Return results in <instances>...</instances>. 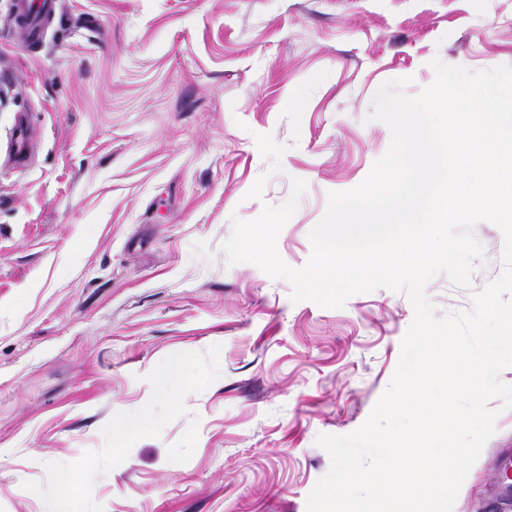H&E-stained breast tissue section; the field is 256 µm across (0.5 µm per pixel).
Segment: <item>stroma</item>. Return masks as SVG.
Here are the masks:
<instances>
[{
  "mask_svg": "<svg viewBox=\"0 0 512 512\" xmlns=\"http://www.w3.org/2000/svg\"><path fill=\"white\" fill-rule=\"evenodd\" d=\"M0 0V512H306L330 467L321 434L358 429L412 322L385 288L344 307L292 302L257 266H227L231 217L306 182L277 249L305 265L329 193L390 143L367 121L385 82L418 95L432 60L512 66V0H55L25 41ZM31 138L13 164L18 116ZM472 233V307L503 270V234ZM182 357L165 402L157 377ZM453 512H484L512 409ZM139 428H132L134 418Z\"/></svg>",
  "mask_w": 512,
  "mask_h": 512,
  "instance_id": "stroma-1",
  "label": "stroma"
}]
</instances>
